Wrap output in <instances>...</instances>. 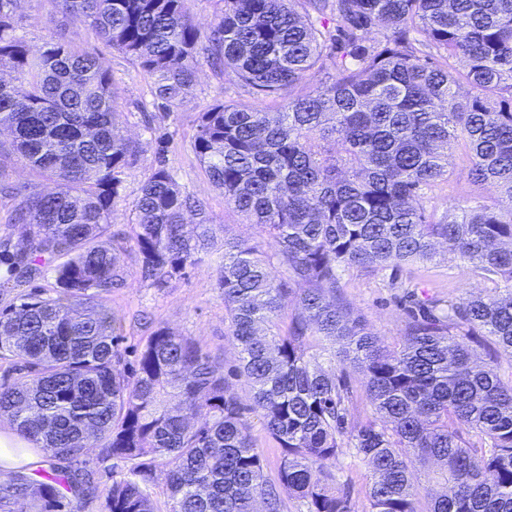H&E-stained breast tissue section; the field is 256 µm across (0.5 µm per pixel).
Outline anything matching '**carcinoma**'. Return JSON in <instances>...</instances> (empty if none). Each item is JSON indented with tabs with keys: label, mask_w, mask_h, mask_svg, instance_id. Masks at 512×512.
Listing matches in <instances>:
<instances>
[{
	"label": "carcinoma",
	"mask_w": 512,
	"mask_h": 512,
	"mask_svg": "<svg viewBox=\"0 0 512 512\" xmlns=\"http://www.w3.org/2000/svg\"><path fill=\"white\" fill-rule=\"evenodd\" d=\"M153 79L170 110L202 63L256 100L312 72L334 74L277 112L218 102L200 113L193 152L225 204L276 241L268 255L224 239L218 288L250 405L200 340L159 327L128 369L120 321L104 304L125 284L105 238L136 147L115 121L112 75L69 41L33 51L15 34L21 0H0V127L28 182L0 265L53 278L0 309V417L64 459L70 492L96 495L86 457L112 465L105 512H356L336 462L366 468L368 512H512V209L476 197L437 218L420 203L463 148L468 177L512 202V0H224L201 34L184 0H54ZM129 240L161 287L216 245L199 199L155 169ZM201 216L186 232V215ZM506 288L412 299L401 341L385 346L346 309L343 276L435 260ZM493 351L480 358V339ZM342 344L336 351V343ZM365 377L372 417L355 427L347 370ZM280 449L265 474L246 411ZM425 470V480L416 471ZM164 477L159 508L152 488ZM443 485L441 491L430 484ZM66 496L28 475L0 482V512H64Z\"/></svg>",
	"instance_id": "carcinoma-1"
}]
</instances>
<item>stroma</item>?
Masks as SVG:
<instances>
[{
	"label": "stroma",
	"instance_id": "stroma-1",
	"mask_svg": "<svg viewBox=\"0 0 512 512\" xmlns=\"http://www.w3.org/2000/svg\"><path fill=\"white\" fill-rule=\"evenodd\" d=\"M16 33L31 47L50 39L71 40L80 50L98 57L112 75L116 121L122 131L139 144L138 153L128 167L123 189L113 203L110 233L129 230L133 204L145 178L155 169L166 167L185 191L199 198L218 235L244 238L264 252L275 244L224 202L223 193L209 181L192 152L200 112L218 102L251 103L252 98L233 76L220 75L209 67H200L197 80L183 105L164 110L152 93V79L136 63L103 42L83 18L55 14L53 0H26L16 22ZM447 182L426 193L423 203L428 211L442 215L459 196L471 194L491 206L503 201L492 186H474L467 179L461 153L450 159ZM31 172L12 155L0 156V246L12 236L9 215L17 199L8 186L30 180ZM224 259L223 248L213 249L205 262L189 268L185 277L171 280L162 288L141 276V261L131 244H124L119 262L126 284L108 297L106 305L122 324L120 349L126 358L145 345L161 326L199 339L210 352L215 365L227 371L236 365V350L224 324V301L217 286V267ZM417 294L466 297L490 290V282L475 275H462L455 257L419 265L411 270ZM343 293L353 314L362 315L368 328L387 344L396 343L403 334L407 316L399 301V292L390 286L389 272L370 274L353 270L343 278Z\"/></svg>",
	"mask_w": 512,
	"mask_h": 512
}]
</instances>
